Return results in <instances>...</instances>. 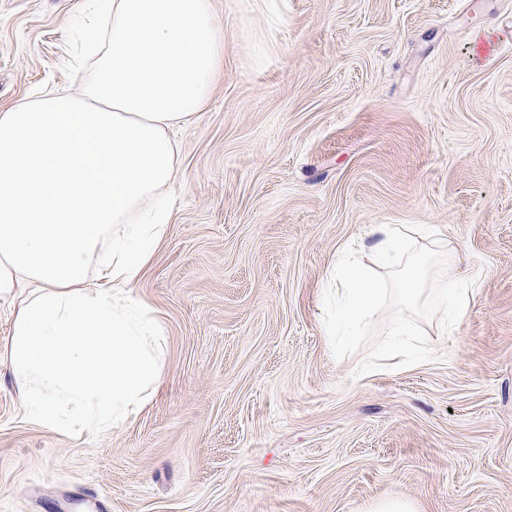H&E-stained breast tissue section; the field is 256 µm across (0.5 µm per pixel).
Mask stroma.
<instances>
[{"label": "stroma", "mask_w": 512, "mask_h": 512, "mask_svg": "<svg viewBox=\"0 0 512 512\" xmlns=\"http://www.w3.org/2000/svg\"><path fill=\"white\" fill-rule=\"evenodd\" d=\"M97 0H0V109L66 94ZM224 73L176 133L182 179L136 292L164 380L125 427L22 421L0 365V512H512V0H216ZM377 224L486 270L452 332L320 300ZM425 357L372 368L396 323Z\"/></svg>", "instance_id": "obj_1"}]
</instances>
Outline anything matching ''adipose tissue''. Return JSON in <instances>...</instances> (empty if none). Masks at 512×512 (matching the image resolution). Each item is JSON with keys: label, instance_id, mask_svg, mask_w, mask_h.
Masks as SVG:
<instances>
[{"label": "adipose tissue", "instance_id": "ef3b65f1", "mask_svg": "<svg viewBox=\"0 0 512 512\" xmlns=\"http://www.w3.org/2000/svg\"><path fill=\"white\" fill-rule=\"evenodd\" d=\"M108 7V37L87 29L100 46L89 81L0 110V301L13 318L0 362L26 421L87 436L123 426L162 384L166 339L134 289L169 229L164 191L181 177L172 133L205 108L224 69L213 0ZM371 235L375 266L349 255L326 274L350 320L375 311L387 279L410 304L426 291L408 226ZM483 279L477 267L434 287L444 327Z\"/></svg>", "mask_w": 512, "mask_h": 512}]
</instances>
